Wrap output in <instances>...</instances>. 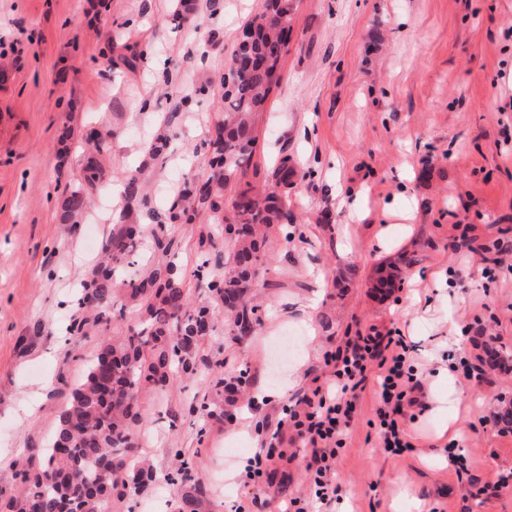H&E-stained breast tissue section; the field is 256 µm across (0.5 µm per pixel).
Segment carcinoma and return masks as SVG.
Returning <instances> with one entry per match:
<instances>
[{"label": "carcinoma", "mask_w": 512, "mask_h": 512, "mask_svg": "<svg viewBox=\"0 0 512 512\" xmlns=\"http://www.w3.org/2000/svg\"><path fill=\"white\" fill-rule=\"evenodd\" d=\"M253 23L260 36L257 48L281 66L278 52L279 21H267L257 15ZM279 79L270 75L248 78H231V88L224 91L229 107L224 109V134L210 141V152L204 158L205 166L216 183H226L237 176L251 157L254 142L251 136L253 115L263 111L264 102ZM98 180V171L90 168L83 179L67 196L70 216L78 218L85 207V195ZM238 221L236 261L240 270L232 277L212 279L208 273V250L198 255L196 276L198 282L215 293L229 309L237 310L236 327L240 334L250 331L254 309L244 299L242 283L251 275L253 261L258 253L256 240L247 238L251 226L268 224L276 210L243 193L235 202ZM140 229L132 224H122L117 238H109L91 278L82 284L84 295L78 302V317L74 318L71 332L83 334L89 323L84 307L98 309L95 321L110 322L112 311L97 308V303L112 298V284L116 268L124 263L134 264L137 257L136 234ZM129 297L137 301L150 288L155 289L156 302L147 306L149 321L142 330L127 337L119 349L107 345L99 357L92 360L87 374L71 389L72 400L61 416V427L53 436L44 453V460L55 461V468L64 473L65 483L58 485L45 481L40 473L21 472V482L26 486V497L12 506L13 512H26V504L34 500L40 512H59L61 499L70 486L83 487L90 493L94 487L105 485L109 493L118 497L124 491L138 488L148 477V469L141 467L133 474L122 473L119 467L106 463L105 455L113 445L129 438V422L141 410L142 390L151 385L170 384L169 373L173 368H190L187 358L198 338V324L213 320L214 313L203 302L192 305L184 299L181 289L161 272L155 270L139 281L128 282ZM69 444L66 456L54 458V448Z\"/></svg>", "instance_id": "carcinoma-1"}]
</instances>
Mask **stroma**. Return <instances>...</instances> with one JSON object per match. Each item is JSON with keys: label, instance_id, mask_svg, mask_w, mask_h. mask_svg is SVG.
<instances>
[{"label": "stroma", "instance_id": "obj_1", "mask_svg": "<svg viewBox=\"0 0 512 512\" xmlns=\"http://www.w3.org/2000/svg\"><path fill=\"white\" fill-rule=\"evenodd\" d=\"M258 0H0V512L19 473L39 466L60 425L63 381H75L104 342L145 323L127 283L112 286L110 325L70 323L112 226L157 224L170 252L144 236L149 269L216 318L190 354V373L149 392L148 418L131 422L145 490L110 498L107 512H234L248 493L232 468L253 457L257 421L277 420L315 376L325 353L369 329L400 328L418 347L423 405L407 409L413 451L382 446L375 378H368L336 462L338 496L324 512H512V272L492 247L512 242V0H296L281 80L253 130L254 153L215 200L235 222L238 192L260 194L280 166L295 172L282 214L265 233L239 335L223 301L195 278L200 240L225 273L235 246L200 205L172 219L179 190L200 189L224 121V74ZM107 137L102 178L80 225L63 207L89 155ZM166 136L162 155L150 153ZM135 193H127L128 183ZM472 224L484 253L456 247ZM482 359L484 382L450 361ZM246 385L223 386L229 370ZM467 402L450 407L457 391ZM238 416L226 427L224 413ZM458 444L471 496L448 461ZM256 512H283L308 486L310 448L283 438ZM196 478L181 481L182 462Z\"/></svg>", "mask_w": 512, "mask_h": 512}]
</instances>
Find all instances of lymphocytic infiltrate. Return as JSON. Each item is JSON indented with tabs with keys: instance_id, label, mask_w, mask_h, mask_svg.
<instances>
[{
	"instance_id": "lymphocytic-infiltrate-1",
	"label": "lymphocytic infiltrate",
	"mask_w": 512,
	"mask_h": 512,
	"mask_svg": "<svg viewBox=\"0 0 512 512\" xmlns=\"http://www.w3.org/2000/svg\"><path fill=\"white\" fill-rule=\"evenodd\" d=\"M415 351V344L397 328L346 339L324 358L331 369L328 380L316 382L294 406L283 408L277 422H262L271 439L290 428L312 449L308 490L290 498L289 512H319L335 500L336 457L369 371L377 373V426L385 448L396 455L412 450L405 410L419 405L423 386L413 365Z\"/></svg>"
}]
</instances>
